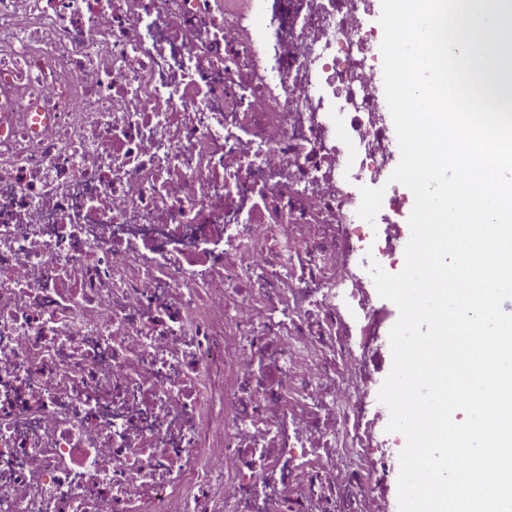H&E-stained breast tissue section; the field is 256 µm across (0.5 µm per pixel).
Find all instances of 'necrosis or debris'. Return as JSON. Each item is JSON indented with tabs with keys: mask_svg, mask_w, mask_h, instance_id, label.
<instances>
[{
	"mask_svg": "<svg viewBox=\"0 0 512 512\" xmlns=\"http://www.w3.org/2000/svg\"><path fill=\"white\" fill-rule=\"evenodd\" d=\"M365 0H0V512H388Z\"/></svg>",
	"mask_w": 512,
	"mask_h": 512,
	"instance_id": "obj_1",
	"label": "necrosis or debris"
}]
</instances>
